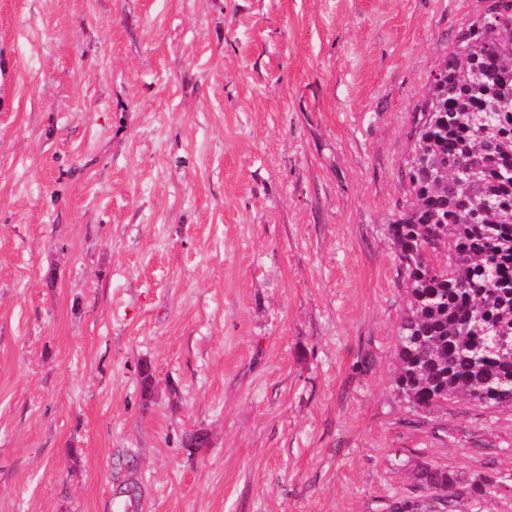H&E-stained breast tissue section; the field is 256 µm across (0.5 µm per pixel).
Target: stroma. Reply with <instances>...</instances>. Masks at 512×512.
I'll use <instances>...</instances> for the list:
<instances>
[{
	"instance_id": "stroma-1",
	"label": "stroma",
	"mask_w": 512,
	"mask_h": 512,
	"mask_svg": "<svg viewBox=\"0 0 512 512\" xmlns=\"http://www.w3.org/2000/svg\"><path fill=\"white\" fill-rule=\"evenodd\" d=\"M486 4L0 0V512H512V411L394 384L387 226ZM417 479L429 489L446 498L452 496L453 489L457 483L456 479L448 471L439 469H425L417 476Z\"/></svg>"
}]
</instances>
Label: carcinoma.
Returning <instances> with one entry per match:
<instances>
[{
  "mask_svg": "<svg viewBox=\"0 0 512 512\" xmlns=\"http://www.w3.org/2000/svg\"><path fill=\"white\" fill-rule=\"evenodd\" d=\"M443 78L419 107L414 199L387 227L409 304L395 385L417 410L512 409V0L461 29ZM417 479L446 498L456 485Z\"/></svg>",
  "mask_w": 512,
  "mask_h": 512,
  "instance_id": "carcinoma-1",
  "label": "carcinoma"
}]
</instances>
